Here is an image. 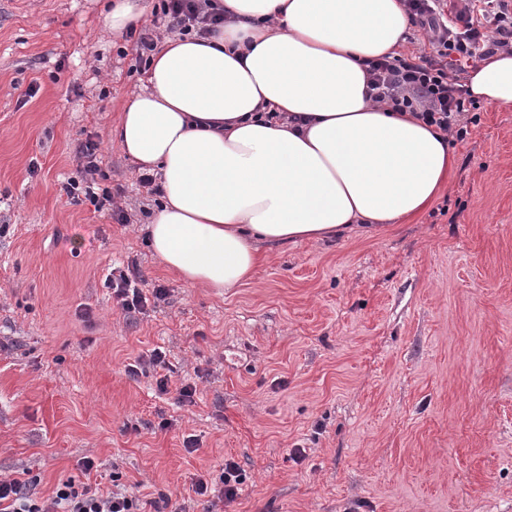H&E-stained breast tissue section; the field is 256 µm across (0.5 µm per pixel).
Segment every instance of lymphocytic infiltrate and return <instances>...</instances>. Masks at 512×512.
I'll return each instance as SVG.
<instances>
[{
	"instance_id": "obj_1",
	"label": "lymphocytic infiltrate",
	"mask_w": 512,
	"mask_h": 512,
	"mask_svg": "<svg viewBox=\"0 0 512 512\" xmlns=\"http://www.w3.org/2000/svg\"><path fill=\"white\" fill-rule=\"evenodd\" d=\"M415 26L423 29L431 46L420 56L369 62L371 88L379 100L398 110L415 112L428 124L453 131L464 140L478 124L480 108L461 81L470 63L498 50L512 49V0H406ZM162 20L181 36H205L223 24L224 12L215 0H160ZM100 143L89 138L77 148L80 179L67 181L63 190L72 201H88L95 211L112 203V191L99 187ZM107 280L117 305L127 313H145L150 302L164 300V286L144 292L136 265L112 268ZM246 479L233 459H225L215 478L198 477L196 495L209 499L206 512H224ZM39 476L0 478V512H148L149 502L125 490L100 492L89 484L60 481L52 495L38 496Z\"/></svg>"
}]
</instances>
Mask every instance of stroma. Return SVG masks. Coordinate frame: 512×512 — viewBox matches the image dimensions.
I'll list each match as a JSON object with an SVG mask.
<instances>
[{"mask_svg": "<svg viewBox=\"0 0 512 512\" xmlns=\"http://www.w3.org/2000/svg\"><path fill=\"white\" fill-rule=\"evenodd\" d=\"M104 3L0 0V478L32 471L46 497L70 477L111 490L117 470L165 512H204L191 487L231 458L246 480L227 512H512V110L481 105L416 216L260 244L219 296L148 245L159 203L111 136L146 75ZM90 135L130 224L62 190ZM131 261L169 290L143 314L106 282ZM155 348L165 393L126 373Z\"/></svg>", "mask_w": 512, "mask_h": 512, "instance_id": "35a3bbf8", "label": "stroma"}]
</instances>
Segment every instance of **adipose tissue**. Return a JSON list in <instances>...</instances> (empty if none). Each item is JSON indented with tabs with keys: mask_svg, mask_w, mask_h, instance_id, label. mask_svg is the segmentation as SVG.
Listing matches in <instances>:
<instances>
[{
	"mask_svg": "<svg viewBox=\"0 0 512 512\" xmlns=\"http://www.w3.org/2000/svg\"><path fill=\"white\" fill-rule=\"evenodd\" d=\"M219 3L224 27L167 42L113 131L162 173L150 245L186 284L223 293L261 263L256 240L396 224L450 183V135L369 92L367 61L396 56L410 34L403 0ZM466 84L512 108V52L478 61Z\"/></svg>",
	"mask_w": 512,
	"mask_h": 512,
	"instance_id": "1",
	"label": "adipose tissue"
}]
</instances>
